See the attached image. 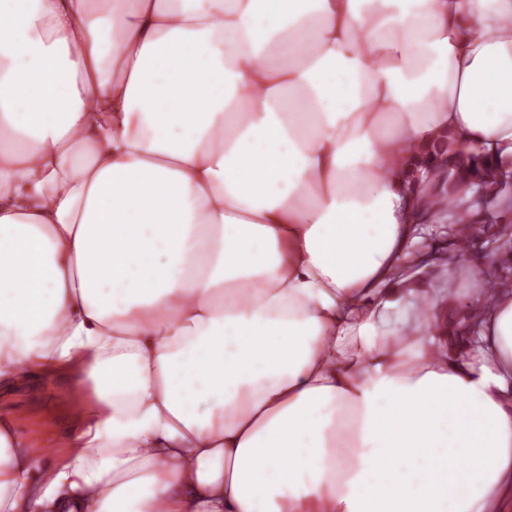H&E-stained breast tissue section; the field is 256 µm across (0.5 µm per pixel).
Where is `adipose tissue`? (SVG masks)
Here are the masks:
<instances>
[{"mask_svg": "<svg viewBox=\"0 0 512 512\" xmlns=\"http://www.w3.org/2000/svg\"><path fill=\"white\" fill-rule=\"evenodd\" d=\"M512 180V0H0V512H512V289L430 288L418 156ZM78 387V377L72 374L38 376L34 386L21 384L15 389L0 392V409L13 415L21 428L35 442H41L54 450L45 457L47 464L54 463L65 451L64 442L79 430L72 408L61 400L68 388Z\"/></svg>", "mask_w": 512, "mask_h": 512, "instance_id": "ef3b65f1", "label": "adipose tissue"}]
</instances>
